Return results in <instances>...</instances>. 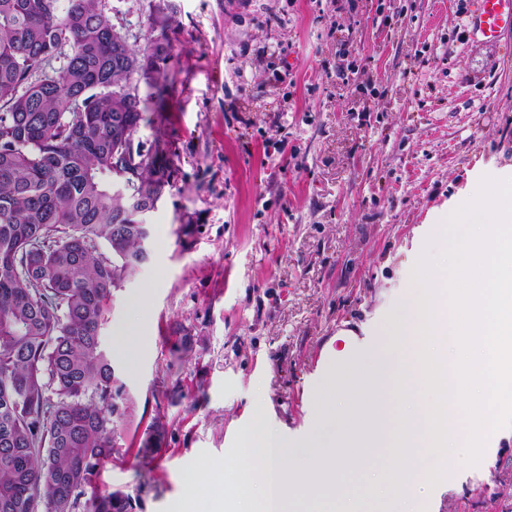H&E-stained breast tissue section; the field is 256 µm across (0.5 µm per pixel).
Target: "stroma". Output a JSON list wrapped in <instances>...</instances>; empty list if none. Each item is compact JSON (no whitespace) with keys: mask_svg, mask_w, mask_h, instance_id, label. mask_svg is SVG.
<instances>
[{"mask_svg":"<svg viewBox=\"0 0 512 512\" xmlns=\"http://www.w3.org/2000/svg\"><path fill=\"white\" fill-rule=\"evenodd\" d=\"M105 5L131 46L172 39L134 135L171 180L101 330L126 412L94 487L171 512L258 425L306 447L337 330L371 349L430 210L512 177V34L474 41L473 0ZM414 509L512 512V426Z\"/></svg>","mask_w":512,"mask_h":512,"instance_id":"stroma-1","label":"stroma"}]
</instances>
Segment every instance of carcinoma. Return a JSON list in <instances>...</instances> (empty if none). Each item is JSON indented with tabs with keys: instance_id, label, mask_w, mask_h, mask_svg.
<instances>
[{
	"instance_id": "1",
	"label": "carcinoma",
	"mask_w": 512,
	"mask_h": 512,
	"mask_svg": "<svg viewBox=\"0 0 512 512\" xmlns=\"http://www.w3.org/2000/svg\"><path fill=\"white\" fill-rule=\"evenodd\" d=\"M168 49H133L101 0H0V512H128L87 492L123 415L100 330L140 267L131 197L170 182L130 90Z\"/></svg>"
}]
</instances>
